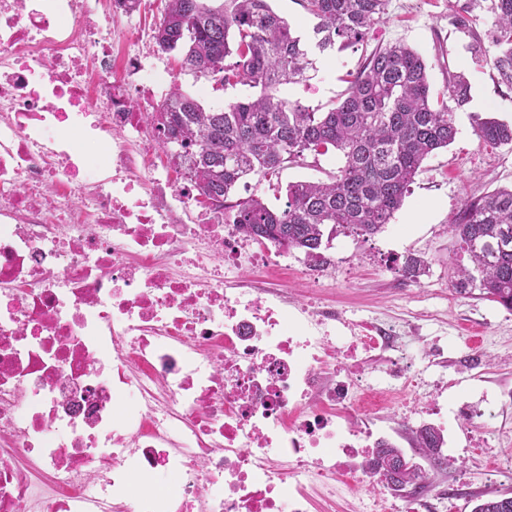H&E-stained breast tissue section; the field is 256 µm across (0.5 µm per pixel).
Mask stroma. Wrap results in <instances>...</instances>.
Wrapping results in <instances>:
<instances>
[{"label": "stroma", "mask_w": 512, "mask_h": 512, "mask_svg": "<svg viewBox=\"0 0 512 512\" xmlns=\"http://www.w3.org/2000/svg\"><path fill=\"white\" fill-rule=\"evenodd\" d=\"M450 12L449 0H390L385 21L365 42L336 52L309 82L284 88L290 99L328 109L345 90L346 78L357 71L364 53L396 40L407 42L423 57L434 91L444 89L452 71L465 73L471 86L470 103L454 114L458 130L454 142L423 163L391 224L366 239L333 234L320 253L335 260V278L311 286L295 273L287 287L293 298L318 297L349 319L393 325V347L359 362V373L375 372L388 359L411 352L416 359L409 364V375H421L427 385L440 387L439 400L448 413H455L465 395L483 411L484 420L498 432L490 454L472 448L479 427L474 421L456 427L453 447L442 450L452 466L431 471L435 489L454 491L452 512H473L480 500L512 494V480L493 474L498 458L512 457V402L503 398L512 391V312L453 291L450 263L458 243L448 226L469 198L512 187V147L485 143L474 123L478 115L511 123L512 88L499 83L491 66L470 51L473 34L487 36L490 14L477 11L474 30L467 33L452 25ZM342 164L337 153L310 155L304 163L288 164L274 175L244 179L229 199L258 196L281 208L289 183L327 179ZM411 255L428 262L416 285L408 284L397 271L398 261ZM469 342L485 346L489 355L485 366L472 371L460 364ZM431 345L435 353L421 358V350Z\"/></svg>", "instance_id": "35a3bbf8"}]
</instances>
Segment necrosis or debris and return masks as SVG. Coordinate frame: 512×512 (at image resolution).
I'll return each instance as SVG.
<instances>
[{
    "mask_svg": "<svg viewBox=\"0 0 512 512\" xmlns=\"http://www.w3.org/2000/svg\"><path fill=\"white\" fill-rule=\"evenodd\" d=\"M132 14L0 0V512H437L367 466L408 363L350 365L392 329L275 289L269 245L156 163L170 74Z\"/></svg>",
    "mask_w": 512,
    "mask_h": 512,
    "instance_id": "4bbe7bcc",
    "label": "necrosis or debris"
}]
</instances>
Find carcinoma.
Here are the masks:
<instances>
[{
	"label": "carcinoma",
	"mask_w": 512,
	"mask_h": 512,
	"mask_svg": "<svg viewBox=\"0 0 512 512\" xmlns=\"http://www.w3.org/2000/svg\"><path fill=\"white\" fill-rule=\"evenodd\" d=\"M165 0L155 25L157 47L184 51L181 66L198 78L251 89L241 98L206 108L174 87L161 113L178 156L189 157L190 183L197 195L227 197L243 178L265 177L306 155L334 149L344 158L328 181L288 184L285 208L253 196L234 206L231 223L246 236L283 250L318 257L325 231L372 237L391 223L423 162L456 137L454 111L470 101L461 72L448 75L446 91L433 94L427 64L404 42L372 51L349 81L343 97L326 112L280 94L316 70L315 60L336 45L365 41L383 22L389 0H300L314 19L305 33L277 14L270 0ZM480 0H464L452 24L471 29ZM489 37L496 47L490 65L512 87V0H491ZM229 57L235 58L231 64ZM480 138L512 145V124L475 116ZM461 255L452 262L451 286L462 296L485 299L512 312V188L468 200L458 222L448 227ZM427 261L408 256L405 275L421 276ZM413 444L436 465L444 437L432 425L415 433ZM401 449L387 444L371 466L386 487L400 491L430 487L426 470L399 464ZM473 512H512V496L485 499Z\"/></svg>",
	"instance_id": "cac0c4a2"
}]
</instances>
